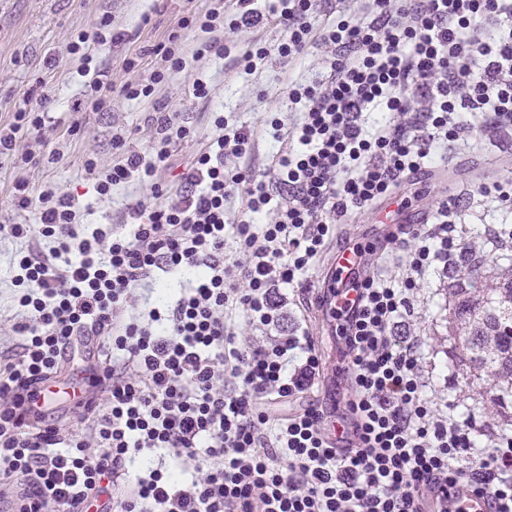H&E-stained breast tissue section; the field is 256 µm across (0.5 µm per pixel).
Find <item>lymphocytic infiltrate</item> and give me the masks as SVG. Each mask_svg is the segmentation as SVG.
<instances>
[{
  "label": "lymphocytic infiltrate",
  "instance_id": "1",
  "mask_svg": "<svg viewBox=\"0 0 512 512\" xmlns=\"http://www.w3.org/2000/svg\"><path fill=\"white\" fill-rule=\"evenodd\" d=\"M317 0H278L283 32L237 59L245 73L276 56L288 73L287 120L270 123L284 149L272 169L245 164L256 134L214 121L217 135L179 176L178 201L163 178L172 147L190 130L156 111L153 159L124 154L107 167L87 160L96 191L137 181L125 235L101 224L85 231L58 187L14 186L15 205L33 224H1L49 252L15 256L10 281L23 338L17 361L0 370V484L4 512H512V435L482 437L428 390L426 344L410 333L415 306L433 273L456 256L482 258L459 229V200L442 201L423 224L396 225L393 248L363 269L359 305L346 315L347 394L331 407H273L310 394L323 371L306 327L279 334L287 293L336 239V227L390 199L430 170L439 147L456 148L474 130H512V0H362L317 16ZM265 15L255 0H212L181 27L210 33L197 55H223L216 33L251 29ZM103 15L80 30L69 52L92 62L120 40ZM319 50V79L295 76ZM148 82L85 83L77 112L107 108L113 95L150 98L184 66L177 35L156 47ZM47 97L23 105L0 127V154L24 132L45 127ZM242 203L237 223L228 206ZM195 269L181 296L149 312V324L123 319L139 286L159 274ZM104 337L112 355L95 371L77 431L49 418L33 398L61 374L78 339ZM347 426L346 448L329 437ZM157 449L198 459L191 481L166 464L126 478L135 455Z\"/></svg>",
  "mask_w": 512,
  "mask_h": 512
}]
</instances>
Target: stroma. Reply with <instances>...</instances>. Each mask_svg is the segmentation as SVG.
<instances>
[{"mask_svg": "<svg viewBox=\"0 0 512 512\" xmlns=\"http://www.w3.org/2000/svg\"><path fill=\"white\" fill-rule=\"evenodd\" d=\"M208 0H0V124L10 123L29 90L45 86L50 97L51 119L42 134L21 139L17 150L0 156V225L34 223V211L18 210L11 186L14 180L28 182L30 190L44 183L56 184L75 197L83 214V224H124L125 203L133 195H149L148 187L131 181L114 186L112 196L99 198L95 185L84 170L87 159L109 166L120 151L153 156L156 145L153 110L144 101L113 97L102 112L80 116L76 131H68L67 121L74 101L85 83L77 74V63L68 45L79 29L90 26L102 14H110L114 29L128 34V42L105 45L96 63L104 68L114 85L145 82L154 68V48L167 40L188 10H204ZM281 37L275 24L264 28L226 33L224 57L195 56L199 42L209 35L200 29L185 32V67L155 88L154 97L167 111L178 113L190 128L188 139L172 149V160L184 166L215 136L214 120L247 125L262 132L273 119L288 111V76L275 58H267L256 72L248 74L236 65L237 57L253 41L273 45ZM134 59L131 68L124 59ZM210 80V93L194 98L191 86L197 76ZM124 136L122 148H115L113 134ZM500 176L512 177V137L499 139L492 131L477 133L469 145L455 151L445 169H435L404 184L402 193L410 203V214L427 217L444 198L477 189L479 182ZM19 242L0 238V365L15 361L21 352L20 336L12 330L14 288L6 269ZM451 280L435 276L425 285L418 305L419 315L411 327L423 337L428 359L435 363L434 385L444 376H453V398L475 408L478 421L489 431H499L512 421V408L491 402V382L479 373L457 346V322L449 305Z\"/></svg>", "mask_w": 512, "mask_h": 512, "instance_id": "stroma-1", "label": "stroma"}]
</instances>
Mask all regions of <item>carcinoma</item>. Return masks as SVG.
Returning <instances> with one entry per match:
<instances>
[{"label": "carcinoma", "mask_w": 512, "mask_h": 512, "mask_svg": "<svg viewBox=\"0 0 512 512\" xmlns=\"http://www.w3.org/2000/svg\"><path fill=\"white\" fill-rule=\"evenodd\" d=\"M459 347L494 386L493 400L512 404V278L454 289Z\"/></svg>", "instance_id": "cac0c4a2"}]
</instances>
